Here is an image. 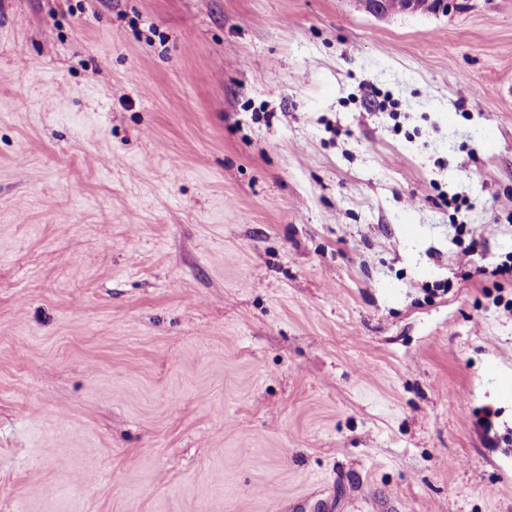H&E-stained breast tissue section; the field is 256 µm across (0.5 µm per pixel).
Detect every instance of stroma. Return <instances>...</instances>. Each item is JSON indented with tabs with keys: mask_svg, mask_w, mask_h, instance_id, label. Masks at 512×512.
Segmentation results:
<instances>
[{
	"mask_svg": "<svg viewBox=\"0 0 512 512\" xmlns=\"http://www.w3.org/2000/svg\"><path fill=\"white\" fill-rule=\"evenodd\" d=\"M510 252L512 0H0V512H512Z\"/></svg>",
	"mask_w": 512,
	"mask_h": 512,
	"instance_id": "stroma-1",
	"label": "stroma"
}]
</instances>
